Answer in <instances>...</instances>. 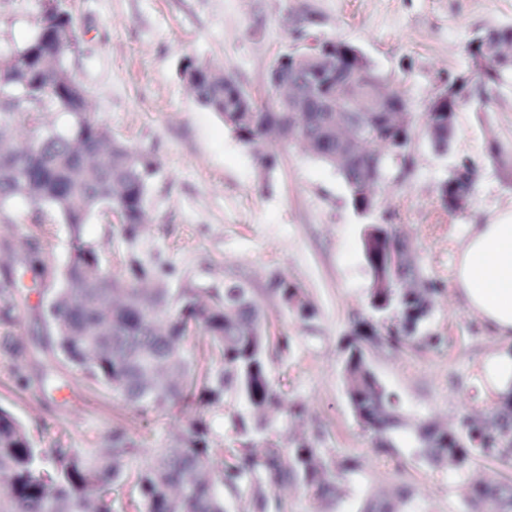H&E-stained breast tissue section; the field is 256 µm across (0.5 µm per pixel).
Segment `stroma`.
<instances>
[{
    "mask_svg": "<svg viewBox=\"0 0 512 512\" xmlns=\"http://www.w3.org/2000/svg\"><path fill=\"white\" fill-rule=\"evenodd\" d=\"M76 23L77 49L64 57L74 80L88 93L92 119L112 136L156 156L160 168L149 190L152 222L143 250L174 270L173 283L228 279L252 288L263 300L270 331L292 338L287 355L271 357L274 385L286 398L307 404L300 426L322 435L321 448L333 462L354 455L359 470L343 481L332 500L313 502L300 488L286 496L288 512H362L367 500L410 496L402 512H464L470 481L488 477L512 482V463L473 457L454 471L425 461L418 427L428 420L455 425L466 413H485L499 401L483 383L487 356L512 353V339L496 336L471 313L454 286V262L471 225L512 212V183L487 158L489 140L512 146V84H505L480 111L456 114L448 152L435 153L415 137L408 173L390 167L376 208L356 211L336 169L298 149L280 152L278 166L262 169L223 121L188 95L181 79L186 57L234 74L246 90L266 97L267 76L276 58L291 48L290 18L308 14L320 37H336L363 51L375 68L421 112L446 71H464V46L492 24H512V0H65ZM39 0H0V49L35 33ZM470 158L477 182L469 207L446 212L439 186L459 157ZM392 219L416 252L424 277L441 282L426 326L445 336L437 350L383 342L363 343L366 360L380 383L400 398V419L390 433V453L379 454L375 439L355 418L344 380L347 340L355 314H369L372 275L362 249L371 224ZM53 225L49 242L58 262L69 256L68 231L51 209L33 215L15 200L0 209L6 228L34 231ZM299 285L317 315L303 320L267 296L272 275ZM26 301L0 337L24 343L30 358L25 383L11 375L13 356L0 344V406L27 427L38 447L57 444L89 451L123 424L159 447L185 426L177 413L141 414L110 390L93 386L42 349L48 298L24 276ZM70 392L44 390L45 373Z\"/></svg>",
    "mask_w": 512,
    "mask_h": 512,
    "instance_id": "stroma-1",
    "label": "stroma"
}]
</instances>
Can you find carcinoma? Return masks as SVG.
<instances>
[{
  "instance_id": "cac0c4a2",
  "label": "carcinoma",
  "mask_w": 512,
  "mask_h": 512,
  "mask_svg": "<svg viewBox=\"0 0 512 512\" xmlns=\"http://www.w3.org/2000/svg\"><path fill=\"white\" fill-rule=\"evenodd\" d=\"M295 48L281 55L272 70L287 81L269 78L262 102L232 74L186 59L181 77L197 102L216 113L245 146L273 145L258 164L275 167L276 148L299 145L335 168L349 188L357 211H371L376 200L355 193L353 184L375 170L385 180L389 166L407 169L416 130L436 149H446L456 133L462 107H487L493 93L512 80V25L484 29L466 45L464 72H445L419 117L407 99L388 85L354 45L333 43L338 62L309 84L297 74L295 56L311 36L308 26L290 30ZM77 46L75 22L61 0L44 4L36 33L1 53L27 60L24 68L0 69V91L27 88V98L0 105V208L22 199L41 213L50 208L69 233L70 255L58 267L43 241L50 225L33 234L10 233L0 239V323H9L21 304L19 274L51 289L44 317L47 346L93 385L119 394L140 412H178L184 431L170 443L149 448L118 425L100 445L86 453L58 445L51 453L36 446L22 421L0 407V512H228L230 501L243 500L247 512H286L275 491L301 485L319 502L333 494L336 480L356 472L349 458L330 464L316 440L302 437L288 450L265 435V417L282 395L272 384L269 362L291 347L284 330L270 333L261 320L262 301L242 282L201 284L184 280L171 288V271L148 260L138 249L147 220L146 196L158 164L147 153L112 138L88 117L75 97L77 84L63 57V47ZM444 111H437V104ZM48 110L68 116L61 130L44 120ZM488 154L512 180V148L493 142ZM474 170L462 157L443 181V208L457 212L458 173ZM96 210L110 213L123 244L122 272L103 268L100 241L87 235ZM407 244L385 224H373L363 237V255L373 278L370 307L394 313L398 323L379 328L358 317L346 359L348 399L367 430L385 435L399 421V398L379 382L367 365L361 343L381 336L393 348L412 342L430 347L443 337L421 333L432 299L442 288L421 275L416 260L392 261L391 250ZM269 292L302 319L314 315L300 289L276 276ZM199 343L190 360L185 348ZM233 397L252 420L224 414ZM240 437V447H224V427ZM422 455L431 463L448 462L462 470L471 456L512 458V383L498 405L476 423L465 416L455 429L423 425ZM144 456L134 473L127 461ZM131 485L122 500L120 490ZM467 512H512V484L475 482L465 496Z\"/></svg>"
}]
</instances>
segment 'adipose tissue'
Returning a JSON list of instances; mask_svg holds the SVG:
<instances>
[{
	"label": "adipose tissue",
	"instance_id": "adipose-tissue-1",
	"mask_svg": "<svg viewBox=\"0 0 512 512\" xmlns=\"http://www.w3.org/2000/svg\"><path fill=\"white\" fill-rule=\"evenodd\" d=\"M454 285L471 312L497 335L512 337V214L472 225L458 251Z\"/></svg>",
	"mask_w": 512,
	"mask_h": 512
}]
</instances>
